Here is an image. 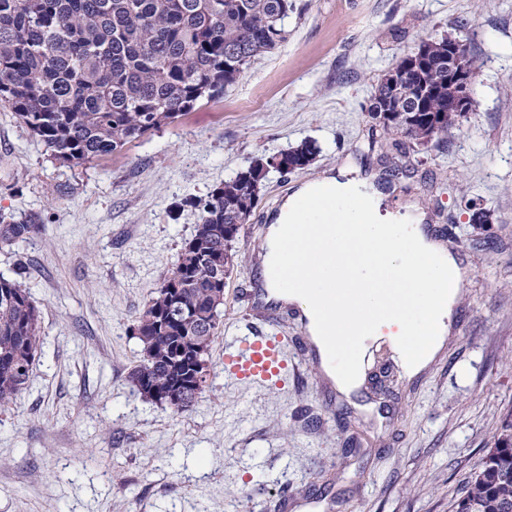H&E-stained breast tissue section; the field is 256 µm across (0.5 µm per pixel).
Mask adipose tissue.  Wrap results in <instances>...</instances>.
I'll return each mask as SVG.
<instances>
[{
  "label": "adipose tissue",
  "instance_id": "ef3b65f1",
  "mask_svg": "<svg viewBox=\"0 0 512 512\" xmlns=\"http://www.w3.org/2000/svg\"><path fill=\"white\" fill-rule=\"evenodd\" d=\"M268 296L298 305L324 364L351 394L363 379L370 343H388L405 376L442 351L465 269L418 224L386 223L364 181L333 175L304 183L283 202L263 258Z\"/></svg>",
  "mask_w": 512,
  "mask_h": 512
}]
</instances>
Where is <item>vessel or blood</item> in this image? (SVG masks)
<instances>
[{"instance_id":"obj_1","label":"vessel or blood","mask_w":512,"mask_h":512,"mask_svg":"<svg viewBox=\"0 0 512 512\" xmlns=\"http://www.w3.org/2000/svg\"><path fill=\"white\" fill-rule=\"evenodd\" d=\"M265 289L249 288L245 299L252 309L262 313L267 331L234 336L224 344V372L232 379L251 382L263 387H279L288 378L287 339L272 335L277 324L275 309L265 302Z\"/></svg>"}]
</instances>
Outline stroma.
I'll return each mask as SVG.
<instances>
[{
  "mask_svg": "<svg viewBox=\"0 0 512 512\" xmlns=\"http://www.w3.org/2000/svg\"><path fill=\"white\" fill-rule=\"evenodd\" d=\"M302 2L286 43L223 96L119 153L60 163L0 107V211L38 225L0 248V276L22 278L39 308L29 383L0 409V512H450L479 469L512 409V0ZM430 35L475 58V107L405 157L368 99ZM305 140L313 164L270 171L233 244L206 392L184 414L147 401L134 325L195 231L191 200ZM346 164L376 175L381 214L417 205L468 266L442 354L400 381L381 375L391 351L373 349L350 396L316 365L280 389L225 378L269 224L300 184ZM471 198L490 224H473Z\"/></svg>",
  "mask_w": 512,
  "mask_h": 512,
  "instance_id": "obj_1",
  "label": "stroma"
}]
</instances>
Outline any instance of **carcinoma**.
<instances>
[{
  "instance_id": "1",
  "label": "carcinoma",
  "mask_w": 512,
  "mask_h": 512,
  "mask_svg": "<svg viewBox=\"0 0 512 512\" xmlns=\"http://www.w3.org/2000/svg\"><path fill=\"white\" fill-rule=\"evenodd\" d=\"M294 0H0V103L63 164L82 165L121 151L234 84L256 57L288 39ZM429 67L396 87L380 78L370 114L401 112L384 127L404 140L402 154L426 138L441 141L448 122V37H428ZM435 94L424 99L418 84ZM310 141L281 153L300 171L315 155ZM260 202L240 174L193 202L195 233L136 320L142 357L131 373L148 400L179 414L208 387L196 365L219 326L233 264L232 243ZM38 229L0 214V247ZM39 345L38 307L26 286L0 278V407L27 385ZM452 512H512V412L468 477Z\"/></svg>"
}]
</instances>
